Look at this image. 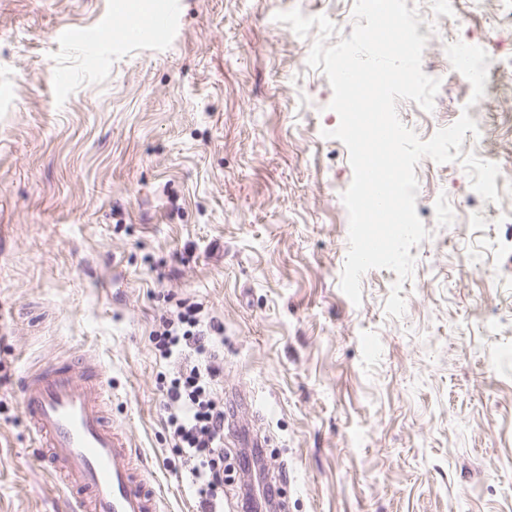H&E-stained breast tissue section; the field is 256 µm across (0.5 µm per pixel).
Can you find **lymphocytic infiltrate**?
I'll return each instance as SVG.
<instances>
[{
	"mask_svg": "<svg viewBox=\"0 0 512 512\" xmlns=\"http://www.w3.org/2000/svg\"><path fill=\"white\" fill-rule=\"evenodd\" d=\"M224 325L202 303L177 300L150 334L156 356L172 367L159 374L165 423L196 512H224V365L219 338Z\"/></svg>",
	"mask_w": 512,
	"mask_h": 512,
	"instance_id": "f902f5d3",
	"label": "lymphocytic infiltrate"
}]
</instances>
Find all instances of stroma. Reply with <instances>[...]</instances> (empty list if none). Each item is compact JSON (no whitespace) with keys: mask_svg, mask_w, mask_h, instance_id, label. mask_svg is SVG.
I'll list each match as a JSON object with an SVG mask.
<instances>
[{"mask_svg":"<svg viewBox=\"0 0 512 512\" xmlns=\"http://www.w3.org/2000/svg\"><path fill=\"white\" fill-rule=\"evenodd\" d=\"M158 0H0V512H69L21 412L27 361L88 353L106 367L114 423L190 512L164 423L149 334L166 296L224 324L228 452L264 441L282 512H512V0H427L422 62L453 39L487 42L486 91L447 73L432 111L397 105L421 140L472 108L481 159L507 167L491 204L457 162L422 158L429 236L396 281L368 271L353 304L342 195L353 179L318 37L294 8L350 37L353 0H180L157 43L120 42ZM115 37L93 69L60 27ZM490 248L491 276L464 277Z\"/></svg>","mask_w":512,"mask_h":512,"instance_id":"stroma-1","label":"stroma"}]
</instances>
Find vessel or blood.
<instances>
[{"label": "vessel or blood", "mask_w": 512, "mask_h": 512, "mask_svg": "<svg viewBox=\"0 0 512 512\" xmlns=\"http://www.w3.org/2000/svg\"><path fill=\"white\" fill-rule=\"evenodd\" d=\"M60 38L94 61L111 47L72 28L62 29ZM104 371L90 356L26 368L21 411L74 512H165L160 489L146 481L141 457L108 415Z\"/></svg>", "instance_id": "obj_1"}]
</instances>
